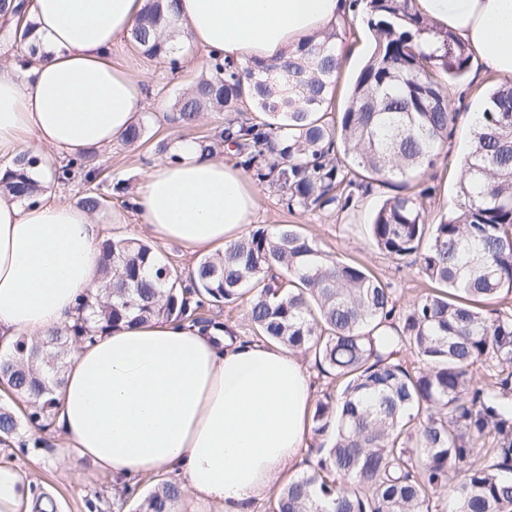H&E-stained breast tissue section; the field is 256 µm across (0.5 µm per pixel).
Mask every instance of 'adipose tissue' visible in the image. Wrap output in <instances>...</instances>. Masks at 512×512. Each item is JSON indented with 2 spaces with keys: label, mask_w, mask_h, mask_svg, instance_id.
Here are the masks:
<instances>
[{
  "label": "adipose tissue",
  "mask_w": 512,
  "mask_h": 512,
  "mask_svg": "<svg viewBox=\"0 0 512 512\" xmlns=\"http://www.w3.org/2000/svg\"><path fill=\"white\" fill-rule=\"evenodd\" d=\"M144 0H34V63L0 67V156L36 146L76 156L120 141L147 107L141 77L113 65ZM486 69L512 79V0H416ZM351 14L350 0H179L176 40L239 65L270 63ZM132 202L142 225L188 253L215 254L255 218L245 170L178 139ZM102 233L80 202L0 198V337L32 340L72 320L101 279ZM310 376L296 354L221 323L158 319L79 344L57 393L65 444L112 479H181L177 512H254L289 481L310 430ZM27 482L0 464V512H33Z\"/></svg>",
  "instance_id": "ef3b65f1"
}]
</instances>
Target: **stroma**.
<instances>
[{"mask_svg":"<svg viewBox=\"0 0 512 512\" xmlns=\"http://www.w3.org/2000/svg\"><path fill=\"white\" fill-rule=\"evenodd\" d=\"M350 44L343 68L337 80L338 93H345L354 74L367 59L371 38L362 18H355L346 27ZM202 53L197 47L186 44L181 48V68L171 72L166 63L147 60L130 41H122L112 49V62L129 71L142 75L148 82L150 104L141 113L145 135L141 142L125 145L114 143L92 151L93 163L98 171L100 187L123 183L124 192L112 193L98 218L105 237H131L149 240L150 235L140 226L138 214L128 209L127 203L136 193L144 167L156 161L154 146L158 141L173 142L175 138L194 139L214 136L224 125V115L210 112L191 129H182L171 123L168 115L172 106L196 80L208 75L207 66L201 63ZM489 73L480 61H473L467 76V85L456 88L450 99V108L458 118L452 137L433 169V184L437 189L431 205L432 219L456 210L458 197L457 171L472 138V116L479 111L482 97L489 83ZM393 190L381 186L364 199L355 218L344 219L329 214L305 212L289 213L277 193L265 184H258L256 195L255 226L273 227L294 225L313 238L319 246L344 262L365 266L382 281L393 283L402 300L408 301L424 291L426 284L416 269L396 271L392 260L379 252L371 243L368 226L374 212ZM63 440L58 429L44 434L25 428L20 434L0 439V463L16 467L31 486L34 494H47L55 512H135L159 482L158 476H146L137 481L133 497L122 496L111 476L102 473L91 461L71 456L72 476H65L57 467L63 453Z\"/></svg>","mask_w":512,"mask_h":512,"instance_id":"35a3bbf8","label":"stroma"}]
</instances>
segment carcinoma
<instances>
[{
  "mask_svg": "<svg viewBox=\"0 0 512 512\" xmlns=\"http://www.w3.org/2000/svg\"><path fill=\"white\" fill-rule=\"evenodd\" d=\"M145 0L130 34L146 57L179 59L167 47L163 4ZM363 6L373 51L352 80L337 115L323 108L335 93L339 31L300 44L267 65L210 61V76L173 105L168 120L196 125L208 110L224 113L220 144L288 211L351 216L373 191L392 186L369 224L373 245L418 270L428 291L397 306L396 289L366 267L329 255L294 226L260 227L202 258L193 287L158 247L138 239L103 242L101 285L83 298V315L38 342L16 341L0 356V382L27 397L19 417L0 407V435L52 425L70 348L106 328L176 317L208 326L197 311L252 294L254 335L314 361L330 379L312 414L309 470L283 486L271 512H512V312L488 302L512 293V82L483 96L469 151L460 162L457 211L431 224L436 193L421 178L451 136L446 84L462 82L472 52L455 34L415 10L412 0H355ZM27 10L0 0L18 18L14 39H27ZM22 155L0 179V197L38 202L39 185ZM97 178L90 160L54 170L65 183ZM95 188L83 198L105 206ZM477 366L492 371L474 379ZM452 488L451 504L439 491ZM183 487L164 481L136 512H173Z\"/></svg>",
  "mask_w": 512,
  "mask_h": 512,
  "instance_id": "obj_1",
  "label": "carcinoma"
}]
</instances>
